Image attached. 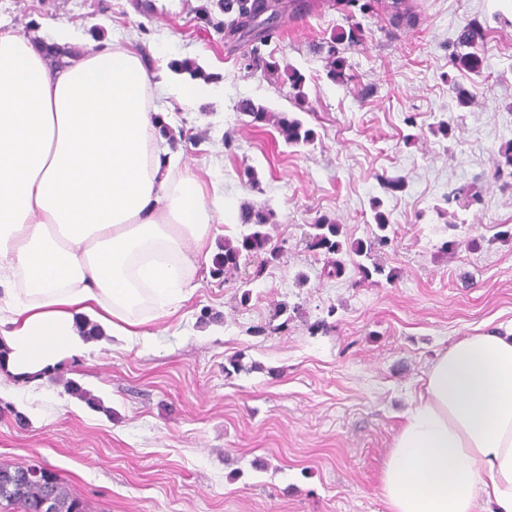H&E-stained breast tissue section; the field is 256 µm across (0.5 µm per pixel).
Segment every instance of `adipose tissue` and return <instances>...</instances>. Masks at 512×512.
I'll use <instances>...</instances> for the list:
<instances>
[{
  "label": "adipose tissue",
  "instance_id": "obj_1",
  "mask_svg": "<svg viewBox=\"0 0 512 512\" xmlns=\"http://www.w3.org/2000/svg\"><path fill=\"white\" fill-rule=\"evenodd\" d=\"M153 89L198 92L114 43L56 68L0 34V364L14 380L86 353L77 316L133 341L142 303L171 316L194 290L221 206L155 148ZM380 491L388 512H512V322L429 360Z\"/></svg>",
  "mask_w": 512,
  "mask_h": 512
}]
</instances>
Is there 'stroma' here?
Listing matches in <instances>:
<instances>
[{
    "instance_id": "1",
    "label": "stroma",
    "mask_w": 512,
    "mask_h": 512,
    "mask_svg": "<svg viewBox=\"0 0 512 512\" xmlns=\"http://www.w3.org/2000/svg\"><path fill=\"white\" fill-rule=\"evenodd\" d=\"M216 3L0 0L1 32L74 35L59 66L115 41L156 71L200 67L208 79L193 101L152 95L163 144L224 199L211 253L239 237L248 204L272 212L265 230L281 253L258 277L253 258L227 279L201 269L175 315L143 307L149 335L135 342L81 320L87 355L61 363L36 399L0 382V463L54 470L90 512H387L383 465L428 360L474 328L512 321V237L500 235L512 226V179L494 175L512 141V0H415L417 22L392 36V0L366 14L317 0L309 15L282 18L266 50L303 75L302 109L287 78L267 79L246 44L225 42ZM474 18L487 33L470 72L451 55ZM354 23L350 79L331 81L319 46ZM244 99L270 121L240 112ZM280 115L313 141L286 144ZM396 178L403 188L387 189ZM454 187L479 203L438 215ZM378 208L391 243L374 255L384 275L366 279L350 246L372 239ZM323 219L340 226L349 267L339 279L307 246Z\"/></svg>"
}]
</instances>
